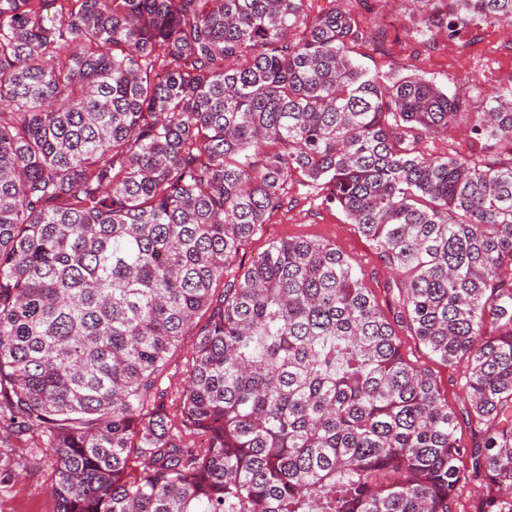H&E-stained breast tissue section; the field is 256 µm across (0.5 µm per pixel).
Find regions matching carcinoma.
Masks as SVG:
<instances>
[{
    "label": "carcinoma",
    "mask_w": 512,
    "mask_h": 512,
    "mask_svg": "<svg viewBox=\"0 0 512 512\" xmlns=\"http://www.w3.org/2000/svg\"><path fill=\"white\" fill-rule=\"evenodd\" d=\"M409 2L430 47L512 24ZM351 3L0 0V418L42 439L56 512H453L470 481L512 512V90L363 69L388 34ZM456 126L497 151L436 147ZM296 186L466 363L470 447L336 245L239 260ZM354 56L367 69H386L389 58L382 53L374 50L370 44L359 45L355 47Z\"/></svg>",
    "instance_id": "obj_1"
}]
</instances>
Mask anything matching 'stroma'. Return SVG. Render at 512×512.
Listing matches in <instances>:
<instances>
[{
    "label": "stroma",
    "mask_w": 512,
    "mask_h": 512,
    "mask_svg": "<svg viewBox=\"0 0 512 512\" xmlns=\"http://www.w3.org/2000/svg\"><path fill=\"white\" fill-rule=\"evenodd\" d=\"M353 9L365 27L381 26L398 36L393 51L409 69L423 71L427 78L449 91H458L459 76L463 73L468 76L469 92L474 94L512 86V37L482 27L479 40L469 44L457 59L449 56L445 39H438L431 49L413 38L406 0H354ZM288 237L328 240L362 267L366 284L381 310L395 322L405 358L432 372L449 407L463 409L465 364L452 368L442 364L405 324L396 322L398 292L391 286L396 274L385 266L355 225L349 224L340 211L295 195L291 205L271 215L263 235L245 246L243 264L257 260L270 242ZM37 443L35 437L16 435L9 422H0V512H54L50 468L46 460L37 459Z\"/></svg>",
    "instance_id": "obj_1"
}]
</instances>
